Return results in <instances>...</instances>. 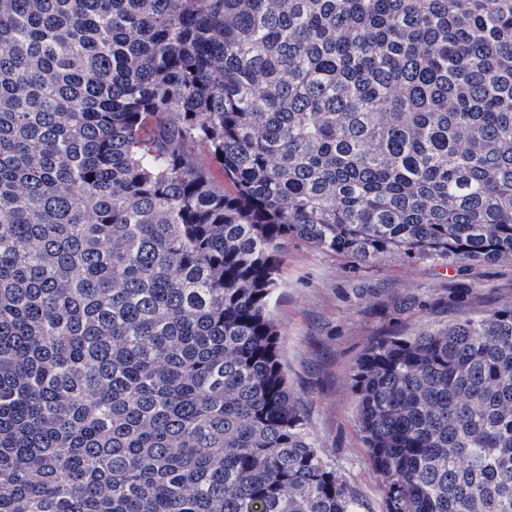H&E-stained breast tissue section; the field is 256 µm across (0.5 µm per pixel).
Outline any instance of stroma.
<instances>
[{"label": "stroma", "mask_w": 512, "mask_h": 512, "mask_svg": "<svg viewBox=\"0 0 512 512\" xmlns=\"http://www.w3.org/2000/svg\"><path fill=\"white\" fill-rule=\"evenodd\" d=\"M271 307L280 354L307 431L330 467L343 476L362 512H386V490L371 468L355 424L350 369L378 336H410L512 300V261L471 263L450 274L440 262L387 256L360 264L289 241ZM471 286L458 298L453 282ZM415 293L423 307L395 313L391 298Z\"/></svg>", "instance_id": "obj_1"}]
</instances>
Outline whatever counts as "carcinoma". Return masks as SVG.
<instances>
[{"mask_svg":"<svg viewBox=\"0 0 512 512\" xmlns=\"http://www.w3.org/2000/svg\"><path fill=\"white\" fill-rule=\"evenodd\" d=\"M291 239L512 260V0H0V512H360L281 361ZM351 382L387 512H512V301Z\"/></svg>","mask_w":512,"mask_h":512,"instance_id":"obj_1","label":"carcinoma"}]
</instances>
